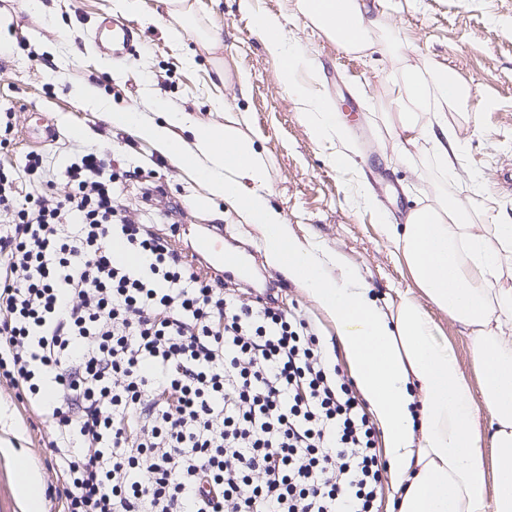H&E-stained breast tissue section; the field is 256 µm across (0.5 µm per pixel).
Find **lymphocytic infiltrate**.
I'll list each match as a JSON object with an SVG mask.
<instances>
[{"label":"lymphocytic infiltrate","instance_id":"obj_1","mask_svg":"<svg viewBox=\"0 0 512 512\" xmlns=\"http://www.w3.org/2000/svg\"><path fill=\"white\" fill-rule=\"evenodd\" d=\"M64 177L0 169V386L47 417L63 512H378V434L312 322L121 214L107 154Z\"/></svg>","mask_w":512,"mask_h":512}]
</instances>
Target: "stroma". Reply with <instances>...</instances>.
<instances>
[{"label":"stroma","mask_w":512,"mask_h":512,"mask_svg":"<svg viewBox=\"0 0 512 512\" xmlns=\"http://www.w3.org/2000/svg\"><path fill=\"white\" fill-rule=\"evenodd\" d=\"M0 0L8 19L0 35V110L11 113L7 146L0 148V168H20L28 153L46 158L54 190L66 194L61 177L76 150L97 147L119 171H130L116 198L120 211H141L171 234L175 249L189 253L199 232L223 228L228 248L257 250L253 276L272 283L281 305L301 311L335 346L331 323L292 281L261 257V233L242 223L222 200L196 205L205 186L192 172L162 156L131 128L112 126L104 113L84 106L80 86L96 87L116 111L133 110L157 117L167 107L180 108L197 124H224L228 115L243 116L240 129L252 139L269 166L270 202L298 237H313L344 254L382 302L393 303L415 282L397 246L380 228L381 220L405 223L409 211L433 204L442 194L470 206L475 224H485L481 200L493 195L503 215L512 217V187L500 182L498 169L512 164V0H370L390 31L399 33L412 53L454 70L471 88L468 112H452L462 152L456 176L447 179L427 153L416 154L414 167L400 164L383 119L388 76L398 71L384 45L368 55L346 52L315 29L296 0H190L193 23L167 18L164 0H140L130 22L141 35L133 55L104 66L101 52H83L89 29L99 17L114 15L113 0ZM277 18L289 37L315 66L297 71V83L325 95L342 119L353 167L338 169L329 156L332 141L316 143L303 123L278 61L268 54L257 16ZM217 29L222 46L211 53L199 33ZM226 100L219 108L218 100ZM54 127L44 141L41 124ZM81 128L72 136V128ZM364 180L382 215L350 206L347 197ZM429 313L456 352L472 387L480 376L472 364L471 339L461 325L437 308ZM8 408L14 432H0V504L24 512L16 490L15 459L35 470L42 486L54 483L45 444L50 426L40 411L24 408L13 392L0 388V407Z\"/></svg>","instance_id":"obj_1"}]
</instances>
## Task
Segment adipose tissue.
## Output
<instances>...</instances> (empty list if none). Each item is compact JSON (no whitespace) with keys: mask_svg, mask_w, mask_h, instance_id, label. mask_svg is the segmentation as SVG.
I'll use <instances>...</instances> for the list:
<instances>
[{"mask_svg":"<svg viewBox=\"0 0 512 512\" xmlns=\"http://www.w3.org/2000/svg\"><path fill=\"white\" fill-rule=\"evenodd\" d=\"M297 6L351 53L373 47L383 30L366 0H297ZM259 27L283 77L312 67L276 19L260 18ZM399 72L387 110L390 126L405 138L400 159L411 162L414 150L423 149L443 175L455 177L461 144L448 115L467 111L469 86L427 57L404 60ZM294 95L315 141L339 132L336 113L316 90L299 87ZM106 118L201 177L209 196L229 202L244 223L260 225L268 264L301 288L335 329L345 366L381 431L397 512H512V286L501 281L512 223L480 231L467 206L444 197L411 210L403 225H384L419 292L383 305L340 252L294 235L270 203L266 163L241 136L237 118L222 126H200L174 110L158 121L138 112L107 111ZM430 304L469 328L480 394L440 337ZM482 407L492 416L487 429L479 421Z\"/></svg>","mask_w":512,"mask_h":512,"instance_id":"obj_1","label":"adipose tissue"}]
</instances>
